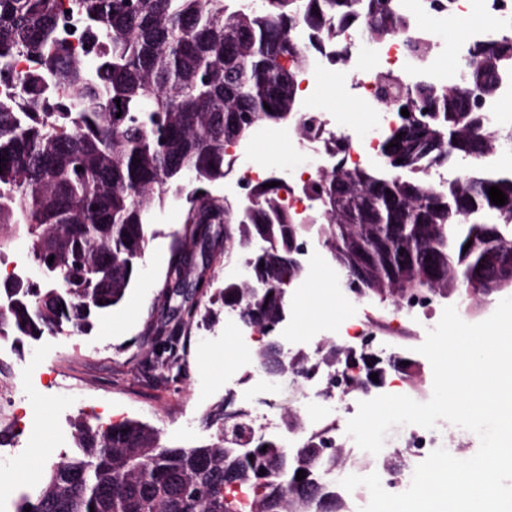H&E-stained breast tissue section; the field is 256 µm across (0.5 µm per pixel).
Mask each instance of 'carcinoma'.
Instances as JSON below:
<instances>
[{
  "instance_id": "1",
  "label": "carcinoma",
  "mask_w": 512,
  "mask_h": 512,
  "mask_svg": "<svg viewBox=\"0 0 512 512\" xmlns=\"http://www.w3.org/2000/svg\"><path fill=\"white\" fill-rule=\"evenodd\" d=\"M68 5L88 35L91 70L59 36L63 0H0V82L11 87L0 98V228L23 225L34 265L54 275L37 291L0 288L15 300L0 312V337L11 331L38 341L65 326L92 328L97 315L124 299L149 242V218L182 190L183 179H223L227 148L260 126L288 125L308 137L300 85L320 43L340 45L336 64L347 68L351 55L341 36L354 22L362 21L377 45L410 26L391 0ZM18 57L33 68L16 72ZM506 70L512 36L502 32L468 46L460 83L402 86L427 111L409 113L381 139L380 163H342L306 186L320 205L316 217L285 211L277 186L254 188L248 213L194 192L185 240L206 238L222 224L226 253L244 251L248 277L224 284V309L259 328L276 320L303 275L293 246L314 225L353 294L444 298L471 288L479 301L491 250L500 271L512 274V167L483 169L438 189L419 176L458 156L479 161L512 139L490 128L473 101L483 91L493 97ZM492 186L507 197L504 205L491 203ZM338 196L348 211L336 210ZM259 234L273 241L267 254L248 252ZM353 237L380 268L372 285L353 273ZM245 427L240 420L208 444L167 447L139 422L95 428L80 419L76 454L41 472L37 494L21 496L15 512H354L322 483L301 496L294 480L310 465L320 481L331 466L359 463L322 451V437L291 457L281 441L263 437L252 439L257 451L248 459L227 454V438Z\"/></svg>"
}]
</instances>
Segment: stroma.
<instances>
[{
  "mask_svg": "<svg viewBox=\"0 0 512 512\" xmlns=\"http://www.w3.org/2000/svg\"><path fill=\"white\" fill-rule=\"evenodd\" d=\"M305 102L315 111L341 115L346 135L357 140L371 135L380 122L378 112L361 106L356 90L319 86ZM250 148L254 158L274 155L291 169L313 170L321 162L316 151L297 148L295 139L284 136L251 142ZM195 188L185 182L182 192L169 196L151 215L152 239L138 275L124 300L100 313L89 331L65 330L37 341L0 339L6 347L0 354V449L11 453L0 459V492L9 502L31 492L29 474L74 453L77 418L95 427L138 421L151 427L162 445L191 447L214 439L216 431L206 427L204 416L219 401L233 399L235 407L266 412L277 422L291 409L297 389L291 377H273L266 391L255 389L248 377V362L266 338L245 342L223 322L203 317L210 309L221 312L218 298L225 281L242 279L247 271L242 261L225 260L223 225H213L208 240L183 245ZM179 256L187 258L192 276L207 284L196 297L200 314L190 324L183 315L185 300L166 287L169 268ZM311 279V273H304L289 289L286 313L298 347L312 356L315 339L333 334L347 292L324 293L321 318L304 326L297 302ZM427 326L423 317L409 322L391 342L394 352L420 364L414 385L429 392L433 370L417 351ZM19 392L26 394L25 402L14 401Z\"/></svg>",
  "mask_w": 512,
  "mask_h": 512,
  "instance_id": "stroma-1",
  "label": "stroma"
}]
</instances>
